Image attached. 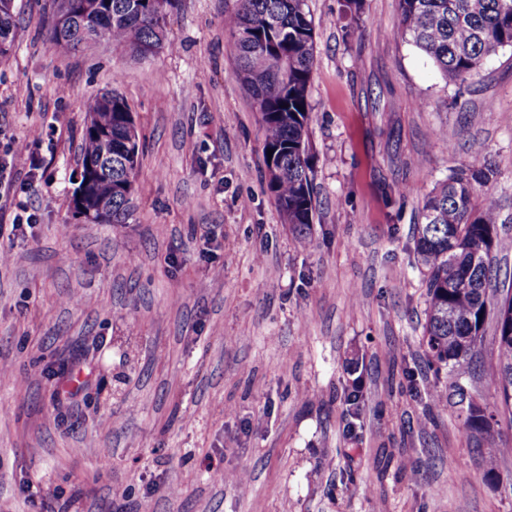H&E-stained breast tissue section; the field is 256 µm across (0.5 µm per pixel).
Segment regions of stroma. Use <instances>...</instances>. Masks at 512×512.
Here are the masks:
<instances>
[{"label":"stroma","instance_id":"obj_1","mask_svg":"<svg viewBox=\"0 0 512 512\" xmlns=\"http://www.w3.org/2000/svg\"><path fill=\"white\" fill-rule=\"evenodd\" d=\"M51 0H15L0 132L44 179L0 204V512H512L494 320L479 366H427V194L482 148L512 284V48L459 86L393 37L398 0H308L316 22L315 222L298 247L264 180L263 135L234 72L238 0H177L150 58L99 40L62 55ZM131 106L143 147L124 224L72 213L91 104ZM401 183L413 191L399 197ZM359 387L357 406L348 395ZM440 389L448 403H430ZM468 395L495 412L465 426Z\"/></svg>","mask_w":512,"mask_h":512}]
</instances>
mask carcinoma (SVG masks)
Masks as SVG:
<instances>
[{"label":"carcinoma","mask_w":512,"mask_h":512,"mask_svg":"<svg viewBox=\"0 0 512 512\" xmlns=\"http://www.w3.org/2000/svg\"><path fill=\"white\" fill-rule=\"evenodd\" d=\"M175 0H54L61 28L51 27L56 51L67 54L104 36L139 56L144 48L158 53L166 46V21ZM101 23L102 32L92 27ZM231 36L235 76L257 106L264 136L265 179L284 223L309 245L315 203L309 145V84L315 57V20L307 0H238L224 19ZM396 37L408 38L438 67L447 85L464 83L484 62L512 48V0H399ZM129 105L120 96L95 100L81 137V170L112 155V171L87 185L95 199L112 204V223L131 216L132 195L142 150ZM496 172L479 150L465 167L424 198L416 240L426 268L427 309L424 341L434 372L458 376L471 370L477 342L490 314L496 315L498 363L495 378L508 383L501 393L502 413L512 416V288L491 285V252L498 236L500 212L481 204L476 186ZM466 427L483 433L489 416L477 403L467 407ZM494 472L496 462L512 448L482 449Z\"/></svg>","instance_id":"cac0c4a2"}]
</instances>
